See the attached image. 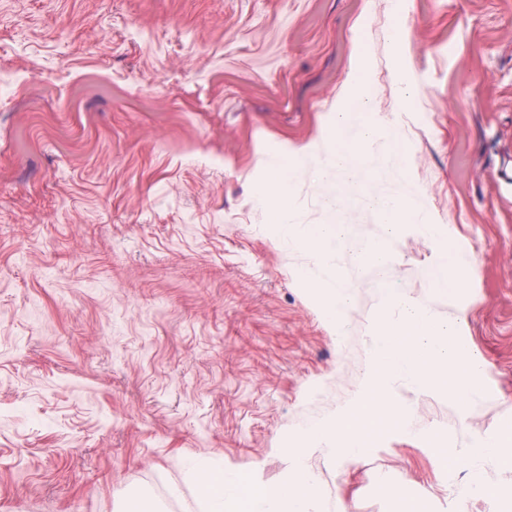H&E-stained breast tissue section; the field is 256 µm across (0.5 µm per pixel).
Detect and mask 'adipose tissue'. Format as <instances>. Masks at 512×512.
<instances>
[{
	"instance_id": "ef3b65f1",
	"label": "adipose tissue",
	"mask_w": 512,
	"mask_h": 512,
	"mask_svg": "<svg viewBox=\"0 0 512 512\" xmlns=\"http://www.w3.org/2000/svg\"><path fill=\"white\" fill-rule=\"evenodd\" d=\"M436 461L445 471H452L459 467L469 468L475 475L473 488L488 496L508 499L512 491L483 482L481 475L486 468L502 467L512 468V435L511 434H485L479 438V452L474 456L457 454L450 450H437Z\"/></svg>"
}]
</instances>
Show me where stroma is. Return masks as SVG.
<instances>
[{
    "mask_svg": "<svg viewBox=\"0 0 512 512\" xmlns=\"http://www.w3.org/2000/svg\"><path fill=\"white\" fill-rule=\"evenodd\" d=\"M396 29L416 89L400 113ZM362 51L437 222L401 229L388 285L444 316L436 256L473 258L457 287L488 400L465 417L397 384L412 433L309 467L325 512H398L395 484L432 512H512L419 437L466 452L512 433V0H0V512H120L125 493L201 512L189 459L281 483L288 433L352 397L378 277L348 267L337 341L255 194L263 151L319 136ZM393 184L385 162L338 196L298 172L296 221L348 224L351 257L382 236L367 198Z\"/></svg>",
    "mask_w": 512,
    "mask_h": 512,
    "instance_id": "stroma-1",
    "label": "stroma"
}]
</instances>
